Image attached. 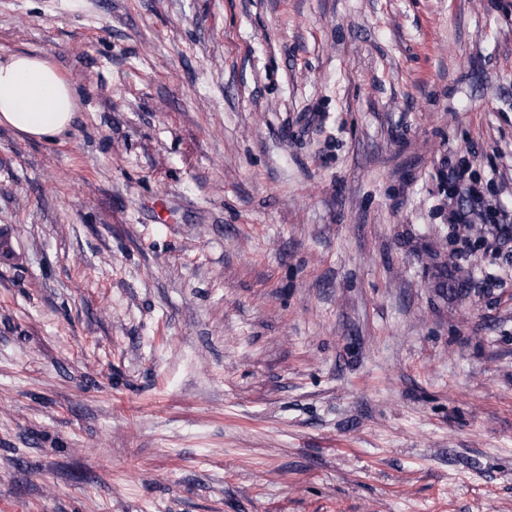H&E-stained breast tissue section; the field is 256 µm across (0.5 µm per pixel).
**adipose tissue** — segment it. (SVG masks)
I'll list each match as a JSON object with an SVG mask.
<instances>
[{
  "mask_svg": "<svg viewBox=\"0 0 512 512\" xmlns=\"http://www.w3.org/2000/svg\"><path fill=\"white\" fill-rule=\"evenodd\" d=\"M77 109L74 86L47 59L15 53L0 60V125L32 139L65 132Z\"/></svg>",
  "mask_w": 512,
  "mask_h": 512,
  "instance_id": "ef3b65f1",
  "label": "adipose tissue"
}]
</instances>
